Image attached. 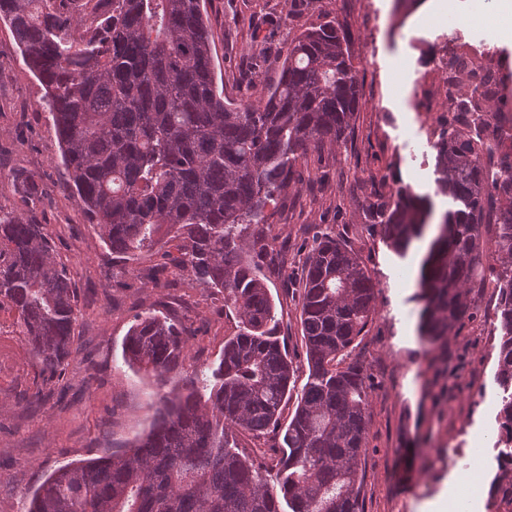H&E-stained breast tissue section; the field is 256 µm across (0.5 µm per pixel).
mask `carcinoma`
Segmentation results:
<instances>
[{
    "instance_id": "obj_1",
    "label": "carcinoma",
    "mask_w": 512,
    "mask_h": 512,
    "mask_svg": "<svg viewBox=\"0 0 512 512\" xmlns=\"http://www.w3.org/2000/svg\"><path fill=\"white\" fill-rule=\"evenodd\" d=\"M0 0V20L45 90L69 178L67 191L99 228L112 259L157 252L168 267L223 296L238 332L211 377L183 378L192 325L148 310L123 343L129 367L154 378L149 432L127 450L53 472L26 512H362L361 459L372 392L352 358L376 311V285L333 231L312 239L299 291L307 381L277 336L276 307L259 260L272 251L266 207L297 165L351 132L360 84L345 33L333 22L288 46L278 81L258 99L226 100L215 83L201 0ZM490 108L471 93L456 102L434 145L437 193L450 207L428 224L432 201L402 190L372 202L383 240L404 255L430 236L415 300L432 349L478 317V295L496 296L499 456L512 455V152L496 158L467 114ZM50 380L73 352L77 293L47 225L0 213V307ZM295 408L283 412L290 400ZM279 434L276 448L238 447L235 433ZM492 492L512 493V468Z\"/></svg>"
}]
</instances>
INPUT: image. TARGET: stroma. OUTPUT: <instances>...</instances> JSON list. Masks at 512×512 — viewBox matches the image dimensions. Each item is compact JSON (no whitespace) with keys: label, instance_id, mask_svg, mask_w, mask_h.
Masks as SVG:
<instances>
[{"label":"stroma","instance_id":"stroma-1","mask_svg":"<svg viewBox=\"0 0 512 512\" xmlns=\"http://www.w3.org/2000/svg\"><path fill=\"white\" fill-rule=\"evenodd\" d=\"M204 8L216 84L230 100L260 96L277 82L293 35L327 21L347 35L361 90L352 132L346 143L324 146L311 159L320 184L310 191L292 181L271 218L278 239L262 272L276 304L277 334L301 363L297 249L311 239V225L340 232L377 284V313L357 348L375 384L362 461L364 512H427L451 483L461 490L458 512H490L499 405L493 304L482 297L480 318L450 337L447 351L428 350L418 335L417 286L405 280L423 252H393L365 206L409 188L430 195L435 215H442L447 200L436 193L434 145L451 106L432 104L439 121L423 116L421 84L445 77L422 60L432 43L451 36L483 39L492 48L490 63L512 74V44L466 12L451 24L422 20L416 0H206ZM41 96L10 28L0 22V170L33 178L40 189L33 202L0 183V206L52 231L81 311L65 374L48 381L13 312L0 310V512H24L56 468L103 456L148 430L154 380L134 374L122 357L136 313L163 310L193 324L197 335L185 366L191 375L219 359L237 325L223 300L202 289L145 280L144 269L160 255L113 271L98 228L65 189L68 175Z\"/></svg>","mask_w":512,"mask_h":512}]
</instances>
